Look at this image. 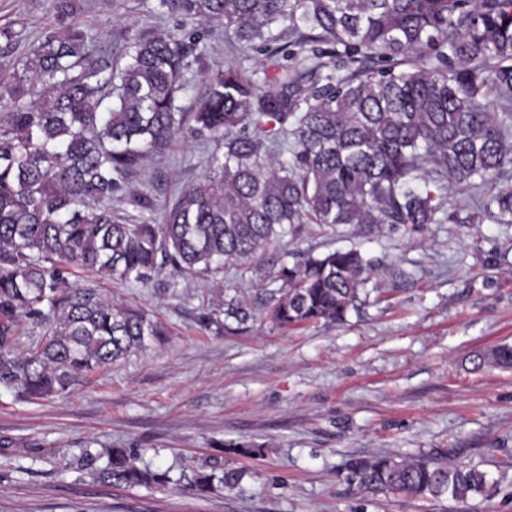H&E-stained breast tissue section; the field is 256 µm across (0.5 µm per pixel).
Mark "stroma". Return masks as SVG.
Wrapping results in <instances>:
<instances>
[{"mask_svg": "<svg viewBox=\"0 0 512 512\" xmlns=\"http://www.w3.org/2000/svg\"><path fill=\"white\" fill-rule=\"evenodd\" d=\"M94 44L121 57L126 44L179 21L157 0H81ZM55 22L51 0H0V27L16 38L0 70L16 66ZM210 68H250L261 45L224 31L206 40ZM208 151L175 146L135 182L163 197L198 180ZM469 208L425 234L363 235L347 225H305L241 269L222 288L201 275L161 293L93 279L105 293L151 313L166 336L74 386L31 401L0 390V461L27 473L0 481V512H512V368L474 370L471 354L512 345V224H470ZM358 248L390 265L344 323L282 327L267 314L281 265L305 255ZM243 300L246 321L201 329L202 299ZM240 441L264 455L225 456L244 470L237 490L198 497L178 488L105 487L84 476L89 442L141 448L163 466L213 455V441ZM447 452L452 464L481 465L495 496L413 500L350 491L339 473L355 456L404 458Z\"/></svg>", "mask_w": 512, "mask_h": 512, "instance_id": "obj_1", "label": "stroma"}]
</instances>
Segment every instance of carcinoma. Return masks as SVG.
Here are the masks:
<instances>
[{
    "label": "carcinoma",
    "mask_w": 512,
    "mask_h": 512,
    "mask_svg": "<svg viewBox=\"0 0 512 512\" xmlns=\"http://www.w3.org/2000/svg\"><path fill=\"white\" fill-rule=\"evenodd\" d=\"M56 26L9 76L0 75V389L45 398L146 348L163 331L148 313L70 281L73 269L176 291L197 275L223 281L306 224L363 234L422 235L452 191L495 192L476 209L512 224V0H158L182 34L131 42L119 64L78 21L79 0H52ZM289 23L299 66L268 52L252 73L212 70L200 31L246 44ZM326 45L327 49L320 48ZM196 68L195 111L176 102ZM213 146L201 178L162 204L131 180L179 139ZM136 214L124 217L119 205ZM379 263L357 248L308 255L275 273L267 314L288 326L342 323ZM237 300L201 306L198 325L244 320ZM39 330L20 345V328ZM473 369L512 368V346L476 351ZM197 465L157 466L135 448L86 449L83 470L112 487L183 488L199 497L239 487L215 443ZM341 476L357 493L415 499L487 498L477 465L438 453L353 457Z\"/></svg>",
    "instance_id": "carcinoma-1"
}]
</instances>
